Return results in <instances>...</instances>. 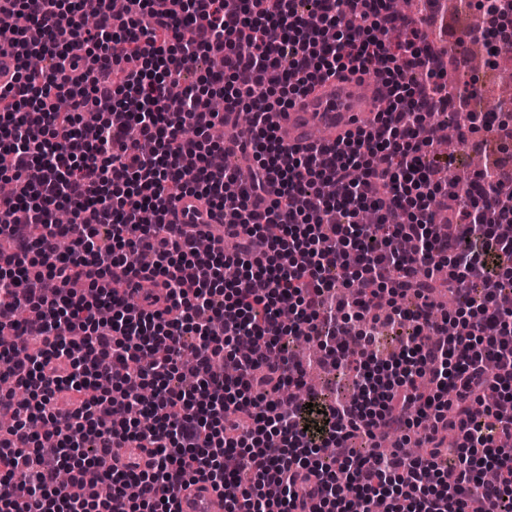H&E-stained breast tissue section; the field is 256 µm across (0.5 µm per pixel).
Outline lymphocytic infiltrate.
Masks as SVG:
<instances>
[{"instance_id": "lymphocytic-infiltrate-1", "label": "lymphocytic infiltrate", "mask_w": 512, "mask_h": 512, "mask_svg": "<svg viewBox=\"0 0 512 512\" xmlns=\"http://www.w3.org/2000/svg\"><path fill=\"white\" fill-rule=\"evenodd\" d=\"M10 2L29 25L12 39L17 87L0 94V176L15 183L0 208V329L13 331L0 512H175L200 481L229 512H352L351 486L384 512H512V452L495 444L512 415L487 402L512 400V167L458 185L432 151L448 103L472 138L507 123L473 111L475 89L449 90L417 21L390 0H316L310 13L297 0H125L120 20L100 0L88 28L82 0ZM189 69L196 81L171 95ZM346 74L386 87L373 127L283 146L268 112ZM87 110L100 115L89 136ZM243 112L250 177L228 194L238 172L211 131ZM187 195L223 211L234 252L171 234L165 215ZM60 205L71 223H56ZM227 265L238 278L215 282ZM442 266L462 299L454 336L433 299ZM145 269L159 290L142 304L108 289ZM380 321L399 346L383 362ZM352 326L358 350L336 342ZM298 336L357 399H282L302 387ZM224 355L236 375L215 370ZM407 406L429 425L424 453L372 449L409 428ZM129 439L148 466L100 469Z\"/></svg>"}]
</instances>
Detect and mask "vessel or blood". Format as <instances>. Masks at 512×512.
<instances>
[{
  "label": "vessel or blood",
  "mask_w": 512,
  "mask_h": 512,
  "mask_svg": "<svg viewBox=\"0 0 512 512\" xmlns=\"http://www.w3.org/2000/svg\"><path fill=\"white\" fill-rule=\"evenodd\" d=\"M9 35L0 36V89L10 87L15 82L18 61L9 46ZM356 78L345 80L328 79L320 82L315 91L298 98L283 112L272 115V122L283 143L291 148H304L312 144V133L325 131L327 143L346 137L357 127H366L374 119L373 109L381 94L377 87H370L366 94L356 90ZM205 214V223L219 228L224 222V214L218 210H208L206 204L193 197L177 201L169 212L166 221L170 224L189 223L193 211ZM219 498L217 491L207 484L198 482L187 487L180 497V512H215Z\"/></svg>",
  "instance_id": "b4317fda"
}]
</instances>
